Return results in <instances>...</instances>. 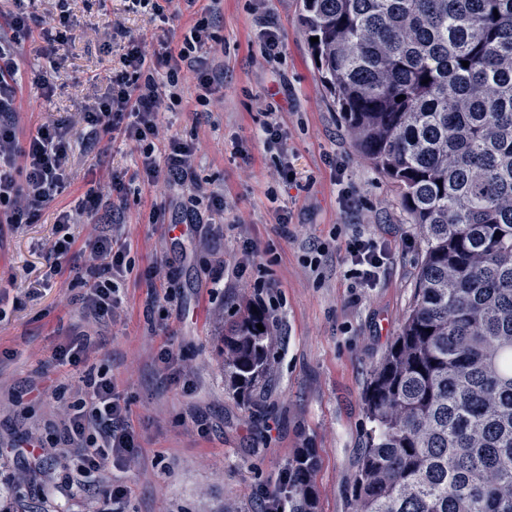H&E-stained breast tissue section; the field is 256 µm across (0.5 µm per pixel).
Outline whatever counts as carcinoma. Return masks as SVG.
<instances>
[{"instance_id": "obj_1", "label": "carcinoma", "mask_w": 512, "mask_h": 512, "mask_svg": "<svg viewBox=\"0 0 512 512\" xmlns=\"http://www.w3.org/2000/svg\"><path fill=\"white\" fill-rule=\"evenodd\" d=\"M301 22L355 148L423 241L365 393L355 512H512V0H302ZM270 359L264 309L224 328L237 390ZM317 469L308 448L289 462L288 512H316Z\"/></svg>"}]
</instances>
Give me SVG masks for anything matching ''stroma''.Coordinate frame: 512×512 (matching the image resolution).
<instances>
[{
	"instance_id": "35a3bbf8",
	"label": "stroma",
	"mask_w": 512,
	"mask_h": 512,
	"mask_svg": "<svg viewBox=\"0 0 512 512\" xmlns=\"http://www.w3.org/2000/svg\"><path fill=\"white\" fill-rule=\"evenodd\" d=\"M213 40L203 50L223 86L209 105L186 81L182 101L160 116L164 134L196 135L195 165L202 185L224 195V215L190 238L150 221L153 206L179 216L188 188L143 184L140 151L114 140L108 150L84 145L72 128L67 189L31 224L0 222V502L12 512H112L102 490L125 486L124 512H260L263 491L277 488L289 461L315 449L317 512H353L351 487L370 426L364 396L371 373L396 336L412 303L422 240L400 204L396 187L353 147L321 81L300 22L301 0H214ZM72 23L84 36L62 67L48 71L51 95L31 85L44 60L38 36L18 48L19 120L23 133L70 116L106 92L120 66L123 44L113 23L158 45L165 25L133 10L129 0H69ZM275 21L281 44L266 57L263 19ZM274 113L284 152L267 149L264 113ZM296 174L280 175L281 162ZM128 193L115 234L130 245L135 273L123 283L114 316L93 317L62 278L51 277L49 249L60 212L90 188L109 197L112 175ZM357 204L346 207L342 186ZM288 214L287 228L277 222ZM383 243L389 260L373 288L354 287L346 272L348 238ZM320 246V267L308 249ZM161 262L172 286L149 292L137 271ZM223 269L222 287L212 273ZM158 302H151V294ZM272 298L267 307L275 361L270 381L240 395L224 375V322L239 307ZM96 343L89 361L108 371L130 403L141 452L126 466L88 476V489L69 498L52 489L73 466L54 443L67 402L80 397L83 370L58 365L56 347L76 332ZM173 347L179 373L169 378L158 354ZM65 386L63 398L50 383ZM42 446L40 468L21 467L18 439Z\"/></svg>"
}]
</instances>
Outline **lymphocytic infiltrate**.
I'll use <instances>...</instances> for the list:
<instances>
[{
    "label": "lymphocytic infiltrate",
    "instance_id": "lymphocytic-infiltrate-1",
    "mask_svg": "<svg viewBox=\"0 0 512 512\" xmlns=\"http://www.w3.org/2000/svg\"><path fill=\"white\" fill-rule=\"evenodd\" d=\"M9 13L11 36L0 37V213L14 225L31 223L46 204L61 194L68 183L70 131L80 124L92 144L117 134L141 150L143 183L158 182L198 188L194 161L198 142L193 137L160 134L159 117L168 104L182 100L185 72L196 80V101L205 105L219 88V79L201 51L212 39L211 9L198 0H186L199 16L183 41L174 34L161 39L160 49L129 37L117 27L113 38L126 42L123 67L112 75L107 92L79 112L76 120H54L28 136L18 128L19 89L17 53L20 37L35 33L43 41V56L50 68L59 69L66 46L77 34L67 11L45 18L27 10L26 0H13ZM101 198L87 193L76 212H61L58 222L67 226L76 215L90 216L93 229L84 245L64 234L51 247V276H64L71 287L81 288L83 309L92 316L113 314L120 304L118 283L134 273L128 259L129 245L110 233L116 213L101 211ZM348 275L364 288L378 280L388 254L377 241L356 235L349 239ZM94 343L89 335H73L58 346L53 358L62 365H85ZM86 396L66 413L60 440L80 461V474L109 463L124 464L140 453L137 434L129 420V404L117 392L110 376L87 369Z\"/></svg>",
    "mask_w": 512,
    "mask_h": 512
}]
</instances>
